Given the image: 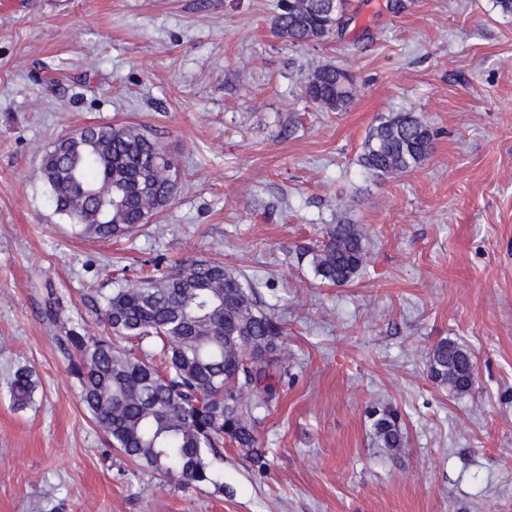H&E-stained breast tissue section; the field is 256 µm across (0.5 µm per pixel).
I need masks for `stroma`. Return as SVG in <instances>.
<instances>
[{
	"label": "stroma",
	"mask_w": 512,
	"mask_h": 512,
	"mask_svg": "<svg viewBox=\"0 0 512 512\" xmlns=\"http://www.w3.org/2000/svg\"><path fill=\"white\" fill-rule=\"evenodd\" d=\"M274 6L0 0V512H512V17L493 0H350L342 31L294 46ZM322 62L355 78L348 111L305 98ZM398 112L430 126L432 153L368 178L362 144ZM91 123L141 125L181 168L170 204L111 241L76 235L41 174ZM343 218L367 256L334 286L312 252ZM195 259L256 279L286 328L283 392L254 411L263 458L224 446L220 493L106 447L64 349L71 328L100 334L113 265ZM445 338L475 356L468 394L428 374ZM20 368L37 381L22 408ZM385 407L394 450L373 441ZM375 414L372 429L373 436L381 448H400L403 443V432L399 414L393 409H383Z\"/></svg>",
	"instance_id": "obj_1"
}]
</instances>
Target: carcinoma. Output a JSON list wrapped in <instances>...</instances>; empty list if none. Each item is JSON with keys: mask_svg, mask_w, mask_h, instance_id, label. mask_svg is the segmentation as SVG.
I'll return each instance as SVG.
<instances>
[{"mask_svg": "<svg viewBox=\"0 0 512 512\" xmlns=\"http://www.w3.org/2000/svg\"><path fill=\"white\" fill-rule=\"evenodd\" d=\"M349 0H277L273 28L294 44H319L335 35L348 16ZM303 93L317 109L345 112L356 87L349 72L333 63L314 67ZM434 133L413 112L381 116L369 131L358 164L380 178L412 170L431 152ZM41 170L55 210L82 235L112 239L145 224L173 199L179 165L143 127L92 124L58 138L45 152ZM366 257V236L339 221L313 256L315 275L332 285L353 281ZM101 312L103 330L84 336L72 329L76 351L71 370L96 428L129 461L179 484L222 489L212 458L224 441L258 460L254 407L280 398L275 383L282 323L259 299L257 283L224 263L199 259L165 274L113 281ZM431 378L456 393L472 390L473 354L443 339L428 353ZM36 387L21 371L9 384L15 403H27ZM373 436L382 448H399V414H377Z\"/></svg>", "mask_w": 512, "mask_h": 512, "instance_id": "obj_1", "label": "carcinoma"}]
</instances>
